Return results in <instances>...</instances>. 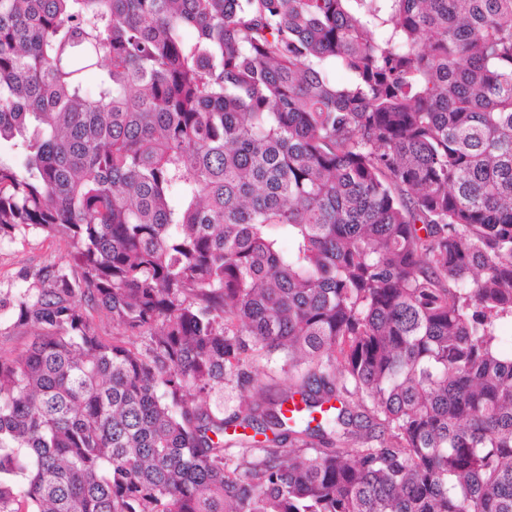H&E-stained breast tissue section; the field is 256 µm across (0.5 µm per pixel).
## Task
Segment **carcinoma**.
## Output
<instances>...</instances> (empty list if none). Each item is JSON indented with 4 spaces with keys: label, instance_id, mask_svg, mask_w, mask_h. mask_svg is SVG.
<instances>
[{
    "label": "carcinoma",
    "instance_id": "cac0c4a2",
    "mask_svg": "<svg viewBox=\"0 0 512 512\" xmlns=\"http://www.w3.org/2000/svg\"><path fill=\"white\" fill-rule=\"evenodd\" d=\"M37 234L0 512H512V0H0ZM283 361V355L280 353L260 358L256 364L259 379L268 385L284 383L287 380V375L282 369Z\"/></svg>",
    "mask_w": 512,
    "mask_h": 512
}]
</instances>
